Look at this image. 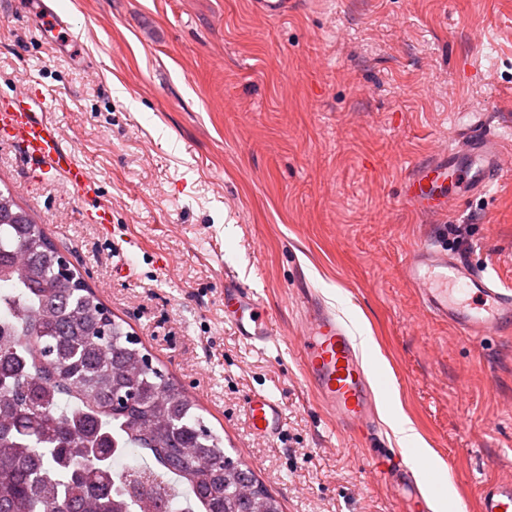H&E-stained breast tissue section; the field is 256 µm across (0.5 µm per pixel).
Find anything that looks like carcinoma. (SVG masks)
<instances>
[{"label":"carcinoma","mask_w":512,"mask_h":512,"mask_svg":"<svg viewBox=\"0 0 512 512\" xmlns=\"http://www.w3.org/2000/svg\"><path fill=\"white\" fill-rule=\"evenodd\" d=\"M18 204L0 212V512H133L112 486L128 448L170 477L184 512H281L243 461L224 452L198 404L138 348ZM252 484L256 495L239 496Z\"/></svg>","instance_id":"1"}]
</instances>
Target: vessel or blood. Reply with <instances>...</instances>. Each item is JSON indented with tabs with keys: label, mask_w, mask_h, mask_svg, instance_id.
<instances>
[{
	"label": "vessel or blood",
	"mask_w": 512,
	"mask_h": 512,
	"mask_svg": "<svg viewBox=\"0 0 512 512\" xmlns=\"http://www.w3.org/2000/svg\"><path fill=\"white\" fill-rule=\"evenodd\" d=\"M252 7L264 17L281 19L299 12L302 5L300 0H252ZM48 110L41 95L27 107L13 101L0 103V137L17 145L41 173L60 175L79 192H86L90 187L87 171L76 162L73 149L63 143ZM507 155H512V138L499 132L489 117H477L459 131L453 145L435 152L407 178L403 203L428 215L448 212L456 205V194H449V185H456L457 194H486L503 177ZM403 273L418 288L425 311L465 335L476 339L512 329V289L500 285L488 267L425 246L415 250ZM224 314L243 341H270L272 326L262 303L237 281L224 283ZM298 349L301 367L328 413L350 431L375 435L379 429L376 383L357 340L328 309L315 312L298 338ZM246 411L256 435L280 434L281 410L274 398L249 395ZM373 466L384 480H395L409 492L410 512H431V500L421 490V475L413 466L410 450L385 449L374 458ZM477 512H512V480L486 481Z\"/></svg>",
	"instance_id": "vessel-or-blood-1"
}]
</instances>
